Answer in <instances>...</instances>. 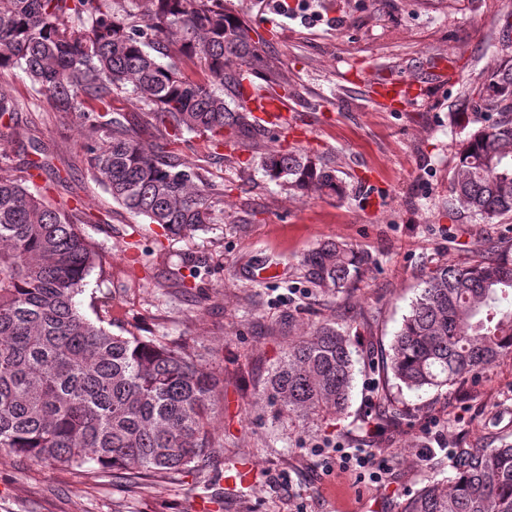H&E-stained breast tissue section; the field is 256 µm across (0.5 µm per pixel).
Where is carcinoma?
I'll return each mask as SVG.
<instances>
[{
  "mask_svg": "<svg viewBox=\"0 0 512 512\" xmlns=\"http://www.w3.org/2000/svg\"><path fill=\"white\" fill-rule=\"evenodd\" d=\"M113 0H0V72L17 69L53 111L74 114L85 130L88 172L129 212L163 236L216 223L223 189L186 166L177 146L186 132L252 145L261 125L244 76L266 93L290 94L288 72L270 41L224 6V0H134L137 15ZM196 60L210 78H185L171 58ZM140 104L134 123L99 112L114 91ZM460 117L479 128L462 142L449 207L485 220L512 214V60L487 72L460 99ZM16 121L0 90V128ZM153 130L145 143L139 127ZM22 158L0 155V460L80 469L93 463L137 483L223 461L209 428L220 379L195 352L164 338L123 336L81 313L75 298L100 262L80 229L78 207L50 204L30 191L48 167L34 131L22 135ZM272 179L338 200L347 187L309 154L261 156ZM369 255L327 241L304 258L315 285L343 294ZM512 244L489 240L464 265L438 264L395 336L387 368L407 389L465 384L512 353ZM355 350L343 324L326 321L288 344L262 389L274 418L325 420L349 406ZM455 475L430 479L401 512H512V443L459 448Z\"/></svg>",
  "mask_w": 512,
  "mask_h": 512,
  "instance_id": "carcinoma-1",
  "label": "carcinoma"
}]
</instances>
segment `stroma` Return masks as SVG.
I'll list each match as a JSON object with an SVG mask.
<instances>
[{
  "label": "stroma",
  "mask_w": 512,
  "mask_h": 512,
  "mask_svg": "<svg viewBox=\"0 0 512 512\" xmlns=\"http://www.w3.org/2000/svg\"><path fill=\"white\" fill-rule=\"evenodd\" d=\"M264 35L294 85L284 124L252 146L211 155L185 135L183 163L224 191V219L157 240L146 219L88 173L78 117H61L20 71L0 73L20 128L36 130L70 185L37 179L56 201L76 190L98 223L84 225L101 263L76 301L102 309L116 334L187 343L224 380L211 415L224 455L247 473L244 499L215 467L144 484L19 457L0 461V512H400L430 476H452L458 448L512 442V354L464 386L410 391L382 369L428 271L464 262L490 238L512 240V217L487 222L448 206L459 142L475 131L457 101L490 68L512 59V0H227ZM410 79L419 95L390 110L375 84ZM313 154L345 182L343 200L270 180L254 159L271 150ZM325 241L373 263L341 296L316 288L303 265ZM187 274L186 286L173 275ZM346 324L359 373L337 420L288 429L260 398L288 343L325 321ZM340 441L386 458L382 483L331 472L315 444Z\"/></svg>",
  "instance_id": "obj_1"
}]
</instances>
